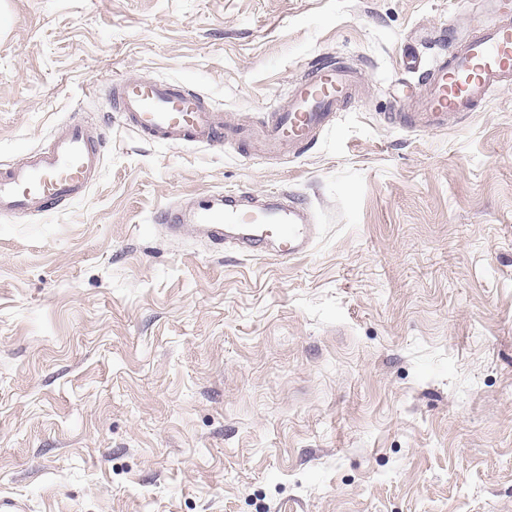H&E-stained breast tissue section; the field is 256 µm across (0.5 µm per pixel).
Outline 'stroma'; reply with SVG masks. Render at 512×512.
<instances>
[{"instance_id":"35a3bbf8","label":"stroma","mask_w":512,"mask_h":512,"mask_svg":"<svg viewBox=\"0 0 512 512\" xmlns=\"http://www.w3.org/2000/svg\"><path fill=\"white\" fill-rule=\"evenodd\" d=\"M474 0H0V164L111 117L87 196L0 218V496L30 512H512V85L391 121ZM361 91L296 156L144 141L104 92L261 124L320 61ZM98 94H91V85ZM288 193L311 251L155 216Z\"/></svg>"}]
</instances>
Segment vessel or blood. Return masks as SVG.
<instances>
[{
	"label": "vessel or blood",
	"mask_w": 512,
	"mask_h": 512,
	"mask_svg": "<svg viewBox=\"0 0 512 512\" xmlns=\"http://www.w3.org/2000/svg\"><path fill=\"white\" fill-rule=\"evenodd\" d=\"M484 17L456 49L421 82L417 98L402 99L396 121L415 129L447 127L512 84V0H480ZM117 111L143 138L157 143L223 145L238 137L245 149L269 156L302 153L357 93L355 72L342 64H319L287 96L271 119L254 132L233 133L221 113L177 85L156 81L111 82ZM102 139L82 123L58 127L47 147L0 165V217L40 216L63 201L84 198L102 167ZM196 227L215 245L247 257L286 261L309 252L318 227L296 199H273L252 207L246 194L229 193L219 208L205 207Z\"/></svg>",
	"instance_id": "1"
}]
</instances>
